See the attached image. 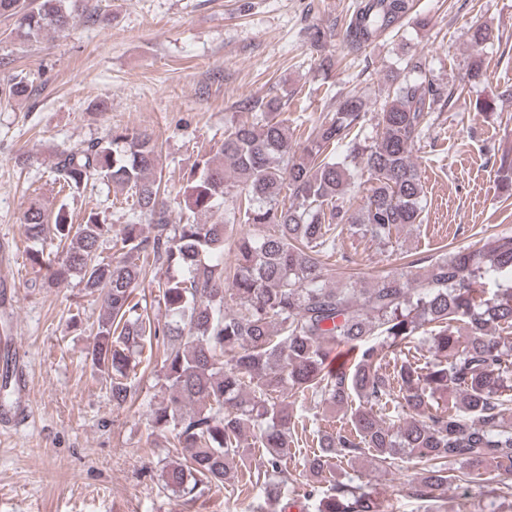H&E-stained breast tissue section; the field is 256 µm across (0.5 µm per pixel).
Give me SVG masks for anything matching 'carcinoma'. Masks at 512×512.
<instances>
[{"mask_svg": "<svg viewBox=\"0 0 512 512\" xmlns=\"http://www.w3.org/2000/svg\"><path fill=\"white\" fill-rule=\"evenodd\" d=\"M80 2L0 0V17L14 20L8 36L26 44L68 30ZM410 10L409 0H366L346 27V43L361 49ZM34 92L32 81L17 76L0 98ZM464 92L404 80L380 108L371 137L364 135L366 101L349 95L297 144L277 119L278 97L251 100L244 108L255 121L225 122L223 140L190 169L177 222L156 177L153 134L113 126L55 153L61 189L102 181L124 193L131 219L117 229L91 211L76 224L66 205L50 216L33 196L22 218L29 260L58 288L78 278L100 305L87 359L109 379L112 406L138 402L139 356L145 345L156 347L164 399L149 406V421L171 435L164 488L182 505L244 471L254 492L247 512H262V497L302 512L308 503L315 512H383L363 484L327 477L333 464L366 452L385 469H413L409 494L424 512H448L455 484L512 476V342L503 337L512 333V284L486 287L490 270L512 281V234L481 250L442 254L421 274L403 263L369 288L357 279L328 286L322 261L335 253L341 224L389 246L400 226L417 223L424 191L410 152L433 114ZM498 173L512 189L511 154L501 156ZM365 176L370 193L353 215L348 193ZM106 242L118 259L101 256ZM159 269L166 273L157 280L162 320L136 299ZM229 300L237 306L231 314ZM459 324L467 335H457ZM422 334L430 335L425 355L411 352ZM337 346L350 360L333 369L328 358ZM448 393L454 402H438ZM289 397L302 408L333 410L359 401L350 427L315 430L316 448L302 454L312 481L300 494L288 487L286 450L296 436ZM248 430L262 451L256 471L247 468Z\"/></svg>", "mask_w": 512, "mask_h": 512, "instance_id": "carcinoma-1", "label": "carcinoma"}]
</instances>
